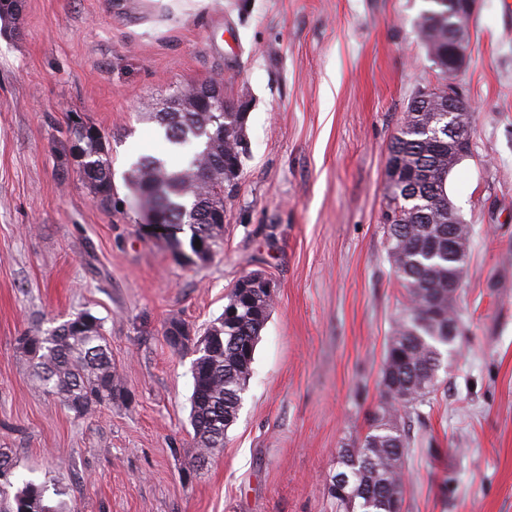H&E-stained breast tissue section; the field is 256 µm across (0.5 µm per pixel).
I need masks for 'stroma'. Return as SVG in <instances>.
I'll list each match as a JSON object with an SVG mask.
<instances>
[{"mask_svg": "<svg viewBox=\"0 0 512 512\" xmlns=\"http://www.w3.org/2000/svg\"><path fill=\"white\" fill-rule=\"evenodd\" d=\"M426 0H23L0 35V447L67 512H336V451L380 401L405 291L382 222L387 149L411 98L452 83L471 149L448 196L471 227L456 353L422 408L402 512H512V0H475L452 79L416 26ZM223 77L249 156L207 262L145 233L135 157L170 153L144 115ZM112 156L111 208L64 151L70 120ZM274 306L236 421L192 471L196 335L241 276ZM97 317L130 398L86 416L34 389L20 334Z\"/></svg>", "mask_w": 512, "mask_h": 512, "instance_id": "35a3bbf8", "label": "stroma"}]
</instances>
